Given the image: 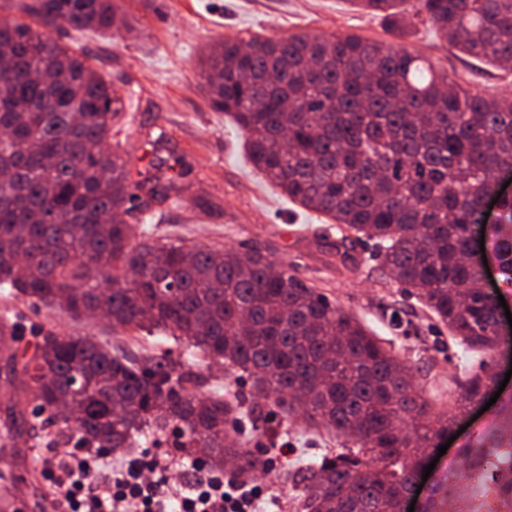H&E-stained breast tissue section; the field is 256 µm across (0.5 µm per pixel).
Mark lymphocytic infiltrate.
I'll list each match as a JSON object with an SVG mask.
<instances>
[{
    "label": "lymphocytic infiltrate",
    "instance_id": "obj_1",
    "mask_svg": "<svg viewBox=\"0 0 512 512\" xmlns=\"http://www.w3.org/2000/svg\"><path fill=\"white\" fill-rule=\"evenodd\" d=\"M194 479L172 483L168 453L144 448L113 462L103 450L50 449L41 474L51 512H256L262 484H237L195 463Z\"/></svg>",
    "mask_w": 512,
    "mask_h": 512
}]
</instances>
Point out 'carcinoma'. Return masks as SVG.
<instances>
[{
  "label": "carcinoma",
  "instance_id": "carcinoma-1",
  "mask_svg": "<svg viewBox=\"0 0 512 512\" xmlns=\"http://www.w3.org/2000/svg\"><path fill=\"white\" fill-rule=\"evenodd\" d=\"M355 0L398 37L427 24L480 62L512 61V0ZM36 20L0 21V285L74 318L103 310L112 327L184 347V358L120 343L47 334L22 351L20 328L0 317V370L11 413L0 452L37 420L47 447H168L245 481L268 465L237 424L245 412L187 369L225 363L266 405L303 406L307 417L357 447L292 475L298 512H395L412 470L448 434L432 420L408 368L349 314L303 287L257 247L212 251L138 242L130 214L180 202V159L157 140L131 176L121 141L106 151L123 99L81 55L42 27L109 31L127 26L115 0H31ZM211 105L233 117L255 166L303 207L342 225L336 253L366 235L395 280L452 337L497 351L498 316L482 284L493 266L512 285V196L499 218L473 228L498 170L512 166V98L464 88L428 60L358 35L299 32L226 40L201 61ZM486 260L472 262L474 252ZM486 371L459 383L483 396ZM507 417L459 450L485 488L487 512H512V405ZM256 436L279 434L275 413L250 410ZM374 470H369V466ZM422 512H474L454 480H438Z\"/></svg>",
  "mask_w": 512,
  "mask_h": 512
}]
</instances>
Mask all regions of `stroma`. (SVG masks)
<instances>
[{
  "mask_svg": "<svg viewBox=\"0 0 512 512\" xmlns=\"http://www.w3.org/2000/svg\"><path fill=\"white\" fill-rule=\"evenodd\" d=\"M122 8L131 22L123 37L68 27L47 29L46 35L88 56L129 105L119 127L133 170L144 166L147 136L159 128L192 169L185 201L153 207L149 215L133 219L138 239L211 249L261 248L393 349L410 368L415 387L427 391L432 415L448 425L454 440L445 456L455 458L478 431L495 424L501 405L512 399V381L490 407L461 402L457 383L478 370L477 358L451 338L412 289L389 275L373 241L350 247L355 271L341 265L337 226L292 203L254 168L242 134L208 100L199 58L204 48L227 39L358 34L406 45L447 71L450 79L486 96L512 93V65L495 67L464 56L423 24L397 38L382 19L357 10L349 0H124ZM4 313L25 330L107 342L116 336L105 319L89 316L75 322L63 311L10 296L0 287V315ZM194 369L219 387L225 401L257 403L250 381L224 366L200 361ZM281 430L275 441L264 439L258 445L270 461L269 469L256 476L268 490L258 512H297L298 490L281 479V471L334 458L352 445L350 437L310 427L299 409L282 417ZM43 436L40 429L22 435L12 443L10 456H0V472L11 468L17 475L10 498L23 512L50 510L40 474Z\"/></svg>",
  "mask_w": 512,
  "mask_h": 512,
  "instance_id": "obj_1",
  "label": "stroma"
}]
</instances>
